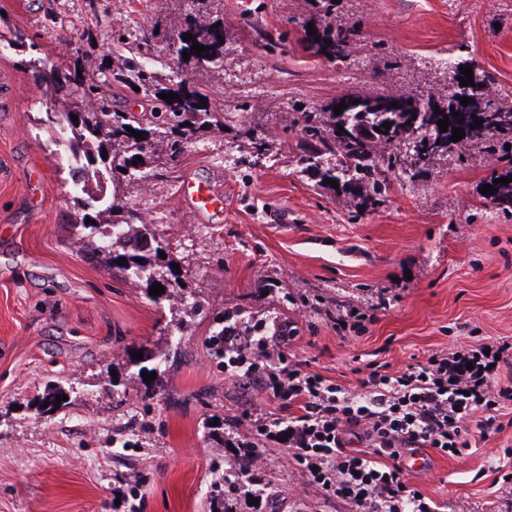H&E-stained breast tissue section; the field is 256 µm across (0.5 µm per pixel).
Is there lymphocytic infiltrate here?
<instances>
[{
  "mask_svg": "<svg viewBox=\"0 0 512 512\" xmlns=\"http://www.w3.org/2000/svg\"><path fill=\"white\" fill-rule=\"evenodd\" d=\"M265 328L259 321L224 334L225 374L242 369L273 406L226 420L237 435L234 464L224 471V512L240 498L266 512L257 484L267 450L280 444L307 488L345 501L351 512H436L411 478L406 453L431 448L461 458L472 438L503 428L512 384L499 372L512 367L511 339L451 348L393 372L377 368L352 391L289 355L283 326L270 335Z\"/></svg>",
  "mask_w": 512,
  "mask_h": 512,
  "instance_id": "1",
  "label": "lymphocytic infiltrate"
}]
</instances>
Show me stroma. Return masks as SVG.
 Segmentation results:
<instances>
[{
  "instance_id": "35a3bbf8",
  "label": "stroma",
  "mask_w": 512,
  "mask_h": 512,
  "mask_svg": "<svg viewBox=\"0 0 512 512\" xmlns=\"http://www.w3.org/2000/svg\"><path fill=\"white\" fill-rule=\"evenodd\" d=\"M0 0V512H209L231 450L220 421L265 409L252 386L224 383L208 340L216 314L228 325L293 322L291 352L311 370L355 388L369 363L398 369L450 345L512 337V215L492 208L482 187L505 165L472 146L436 156L426 172L393 174L394 188L371 208L318 187L286 143L293 107L313 110L355 92L448 102V70L459 60L492 76L512 108V0H340L335 20L357 30L348 58L330 61L297 45L266 55L255 25L301 28L310 0H224V73L212 85L224 127L175 161L147 166L130 182L135 206L179 259L188 329L156 301L80 249L70 165L38 126L47 99L21 58L57 67L82 58L96 75L118 33L172 30V0ZM29 43L17 46L15 32ZM257 126L254 152L241 121ZM188 177L212 178L224 196L214 222L179 196ZM356 309L361 328L332 319ZM163 350L143 395L135 352ZM115 379V389L104 382ZM68 389L69 407L42 416L49 385ZM512 449V424L462 460L423 449L413 475L441 512H512V480L498 459ZM267 512H350L311 493L290 498L303 476L287 448L261 474ZM138 484L135 499L112 491Z\"/></svg>"
}]
</instances>
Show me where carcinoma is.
Listing matches in <instances>:
<instances>
[{
    "mask_svg": "<svg viewBox=\"0 0 512 512\" xmlns=\"http://www.w3.org/2000/svg\"><path fill=\"white\" fill-rule=\"evenodd\" d=\"M224 0H196L182 13L180 29L169 36V44L175 53L174 65L167 74L154 68L155 41L160 38L156 31H143L133 41L122 40L117 35L114 48L106 51L107 57L118 58L112 65L101 62L97 78L78 74L81 64L57 68L54 79L42 82L51 107L45 112L46 122L70 133L69 149L80 157L84 173H100V168L109 170V192L90 200L74 199L71 223L81 229L80 243L83 252L104 262L112 274L125 279L136 280L145 289L157 283L164 286V293L154 297L158 301L174 294V274L168 246L158 241L149 231V224L131 206L126 198L125 186L132 181L133 173L158 162L156 146L164 147V156L170 160L179 157L188 144L208 130L222 124L220 113L209 101L213 88L207 84H195L184 78L186 70L207 69L214 73L224 72V51L226 47L218 40L224 35ZM316 23L315 34L308 33V27L290 32L277 29L273 32L261 27L254 28L260 36L263 47L268 51L282 52L288 40L295 39L303 49L316 56L332 57L337 60L346 57L355 36V29L333 24L334 0H312ZM191 34L194 40L184 41L183 35ZM331 44H325V41ZM206 46L209 51L195 54L193 43ZM189 54L184 60L183 53ZM448 107L435 113L431 104L421 103L415 97H394L374 94H353L345 100L319 109L297 110L293 129L296 135L294 151L301 171L314 172L320 187L331 189L324 183L330 179L341 184L342 191L359 200L362 206H374L382 201L390 189L389 176L396 169L409 164L410 168L421 169L440 153L454 148L482 145L490 153L506 151L501 137L512 135V108L507 109L495 102L493 82L487 75L481 76L482 88L467 94L470 104L460 103L457 86L460 85V64L448 63ZM110 90L140 94L150 101L149 117L141 120L112 102ZM172 92L178 98L168 101L160 95ZM208 105H201V101ZM359 101L355 109L335 114L334 107L342 102ZM397 106H392V103ZM461 113L455 116L452 111ZM78 113L80 125L70 126V115ZM450 121L448 131H440L438 121ZM482 121L471 128L474 120ZM347 127L367 126L372 128L371 136L363 137L353 132L339 133L341 122ZM385 122L391 128L382 127ZM381 132H376V129ZM464 130V138L453 142V129ZM142 133L136 138L130 130ZM142 160H136V157ZM494 193L485 195L495 207L512 212V182L502 185L489 180ZM92 222H86V219ZM137 228L133 241L112 235L119 227ZM166 258H160V253ZM124 258L121 264L118 259ZM213 346L216 358L224 359V319L213 320ZM65 395L59 386L47 389L41 402L49 403L42 413L52 416L70 405L68 401L55 405L57 396Z\"/></svg>",
    "mask_w": 512,
    "mask_h": 512,
    "instance_id": "carcinoma-1",
    "label": "carcinoma"
}]
</instances>
